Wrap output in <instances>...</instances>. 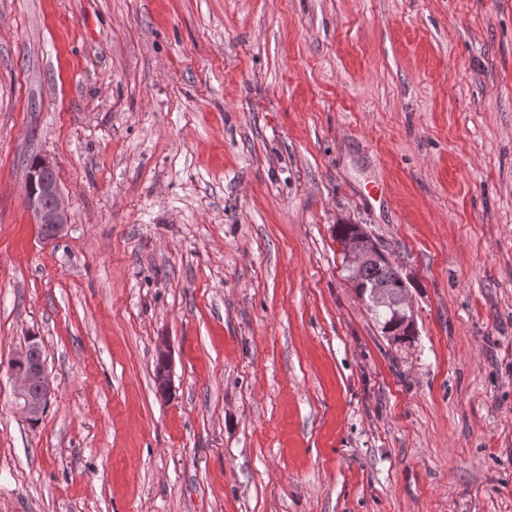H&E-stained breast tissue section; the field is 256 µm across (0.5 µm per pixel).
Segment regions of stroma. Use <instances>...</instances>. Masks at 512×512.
I'll list each match as a JSON object with an SVG mask.
<instances>
[{
	"instance_id": "1",
	"label": "stroma",
	"mask_w": 512,
	"mask_h": 512,
	"mask_svg": "<svg viewBox=\"0 0 512 512\" xmlns=\"http://www.w3.org/2000/svg\"><path fill=\"white\" fill-rule=\"evenodd\" d=\"M0 512H512V0H0ZM52 172V164L43 158L36 167L29 168L26 174V197L35 224L42 231L48 230L52 237H56L68 222V212L61 188L53 175H50ZM38 196L48 199L46 204H49L44 206ZM341 248L347 261L356 267L373 259L385 250V247L367 232L355 238L348 239L344 244H341ZM353 275L359 278L356 285L362 296L367 295L371 302L370 307L375 312L376 318L382 324L383 334L392 343H405L410 341L411 336H397L395 334L408 317L403 307L396 306L398 296H402L407 288L399 267L390 260L368 262L358 268L352 269ZM406 296H402L399 304L403 305ZM35 348L36 345L27 339L24 346L11 358L10 369L15 383L16 407L29 420H35L45 412L53 393L52 383L42 362L29 360Z\"/></svg>"
}]
</instances>
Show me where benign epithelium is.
Here are the masks:
<instances>
[{"label": "benign epithelium", "mask_w": 512, "mask_h": 512, "mask_svg": "<svg viewBox=\"0 0 512 512\" xmlns=\"http://www.w3.org/2000/svg\"><path fill=\"white\" fill-rule=\"evenodd\" d=\"M53 166L46 159L26 174L27 204L40 229L58 236L68 223V212L57 180L51 176ZM49 200L43 205L41 199ZM349 263L359 266L384 252L385 247L370 234L347 240L341 245ZM36 345L28 340L11 358L14 397L18 410L30 420L40 417L53 393L52 383L42 363L30 360Z\"/></svg>", "instance_id": "obj_1"}]
</instances>
